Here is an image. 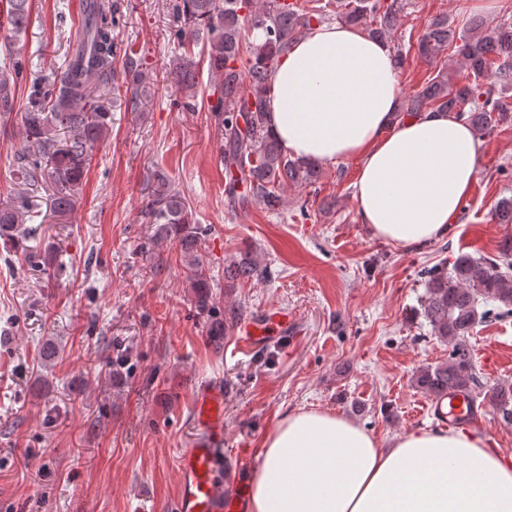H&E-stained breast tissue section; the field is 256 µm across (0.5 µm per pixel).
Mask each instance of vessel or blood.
Here are the masks:
<instances>
[{
  "instance_id": "obj_1",
  "label": "vessel or blood",
  "mask_w": 512,
  "mask_h": 512,
  "mask_svg": "<svg viewBox=\"0 0 512 512\" xmlns=\"http://www.w3.org/2000/svg\"><path fill=\"white\" fill-rule=\"evenodd\" d=\"M287 330L281 314L264 315L246 324L238 349L271 342L270 327ZM193 411L202 436L182 450L178 460L179 490L176 512H247L243 475L252 467L245 449H237L235 465L224 456V387L206 381L194 393Z\"/></svg>"
}]
</instances>
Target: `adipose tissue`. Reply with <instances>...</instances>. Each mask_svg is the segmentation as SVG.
<instances>
[{
	"instance_id": "obj_1",
	"label": "adipose tissue",
	"mask_w": 512,
	"mask_h": 512,
	"mask_svg": "<svg viewBox=\"0 0 512 512\" xmlns=\"http://www.w3.org/2000/svg\"><path fill=\"white\" fill-rule=\"evenodd\" d=\"M388 44L344 23L302 35L280 58L267 124L289 156L357 159L353 197L372 234L411 247L455 223L477 176L480 144L453 115L400 116ZM249 512H512V455L476 434L412 430L389 447L353 420L288 412L266 436Z\"/></svg>"
}]
</instances>
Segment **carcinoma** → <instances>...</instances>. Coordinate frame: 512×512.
<instances>
[{
	"mask_svg": "<svg viewBox=\"0 0 512 512\" xmlns=\"http://www.w3.org/2000/svg\"><path fill=\"white\" fill-rule=\"evenodd\" d=\"M169 9L172 35L182 48L163 76L175 90V107L198 110L199 61L188 46L200 42L212 77L207 111L214 116L224 169L235 173L225 189L228 200L276 211L284 203L286 187H308L320 176L318 164L291 158L268 132L267 91L279 59L306 30L332 18L387 42L400 5L398 0H171ZM5 15L11 32L21 33L30 21L31 0H5ZM120 19L112 0H94L75 31V49L67 60L32 81L30 109L21 117L23 147L15 169L16 189L0 206V237L17 241L37 234L40 226L26 223L34 218V198L46 179L54 184L52 212L61 217L74 209L91 152L109 133L112 116L102 91L115 86L117 63H122L125 83L136 98L157 80L155 71L118 41ZM448 48L466 71L465 80H453L445 65L438 68L423 87L403 97L401 115L448 112L480 137L512 120V105L499 92L512 84V22L485 30L477 23L471 31L460 32L446 16L429 20L417 40L418 55L433 63ZM26 78L17 59L10 72L0 74L1 123L11 117L16 88ZM154 194L150 223L158 225V237L173 240L176 261L196 307L207 315V335L218 348L242 312L234 306L221 312L210 303L202 230L193 222L185 199L163 177ZM261 276L260 265L248 254L224 262V281L232 287ZM424 287L420 314L432 336L448 345V359L419 368L412 383L434 397L453 390L473 400L480 383L470 333L495 310L512 313V264L503 267L493 257L460 255L449 266L429 268ZM491 403L500 419L512 424V392L494 389Z\"/></svg>",
	"mask_w": 512,
	"mask_h": 512,
	"instance_id": "obj_1",
	"label": "carcinoma"
}]
</instances>
